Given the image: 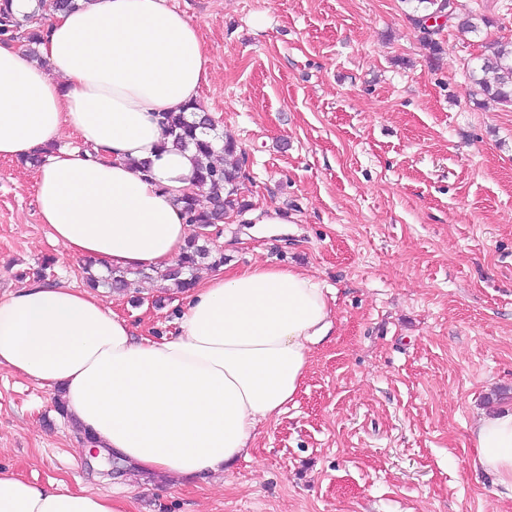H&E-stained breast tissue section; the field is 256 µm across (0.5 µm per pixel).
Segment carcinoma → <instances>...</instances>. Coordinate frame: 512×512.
I'll return each instance as SVG.
<instances>
[{
	"mask_svg": "<svg viewBox=\"0 0 512 512\" xmlns=\"http://www.w3.org/2000/svg\"><path fill=\"white\" fill-rule=\"evenodd\" d=\"M412 19L423 34V41L436 55L440 52V43L434 39L437 31L426 25L430 18L456 15L454 0H412ZM8 0H3L0 7V36L8 32L17 35L18 29H24L22 39L26 45L40 42L41 19L32 13L21 18L7 10ZM458 29L464 34L479 35L488 26L489 20L474 14L458 16ZM487 53L478 59V66L471 71L473 84L489 99L501 104L512 105V41L493 42L486 46ZM164 136L167 143L179 149L193 148L196 153L194 181L196 187L206 194V201L200 195L189 194L184 197V209L189 223L201 229L187 241L182 256L158 278L169 283L177 291L184 293L195 283L194 273L202 267H219L224 264V255L215 254L207 245L208 238L203 230L224 223V216L237 211L242 213L249 208L248 201L243 198L239 187L242 177L241 164L231 167H220L212 163L215 154L214 141L216 124L197 104H191L180 112L166 114ZM91 288L101 285L124 293L133 288L134 282L129 279V272L114 271L107 279H100L91 274L86 277Z\"/></svg>",
	"mask_w": 512,
	"mask_h": 512,
	"instance_id": "carcinoma-1",
	"label": "carcinoma"
}]
</instances>
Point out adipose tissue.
<instances>
[{"label": "adipose tissue", "mask_w": 512, "mask_h": 512, "mask_svg": "<svg viewBox=\"0 0 512 512\" xmlns=\"http://www.w3.org/2000/svg\"><path fill=\"white\" fill-rule=\"evenodd\" d=\"M40 61L0 40V159L41 155L39 221L100 271L166 270L190 226L194 155L163 147L164 113L197 102L211 58L170 0H86L44 20ZM78 147L50 152L63 136ZM149 164L148 171L137 162ZM329 292L306 272L217 271L187 292L176 335H140L91 291L34 279L0 299V368L62 393L101 456L135 473L218 477L300 390L327 336ZM475 470L512 499V399L472 429ZM0 512H128L0 469Z\"/></svg>", "instance_id": "obj_1"}]
</instances>
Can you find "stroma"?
I'll return each mask as SVG.
<instances>
[{
  "mask_svg": "<svg viewBox=\"0 0 512 512\" xmlns=\"http://www.w3.org/2000/svg\"><path fill=\"white\" fill-rule=\"evenodd\" d=\"M431 54L407 0H171L212 57L199 103L241 150L252 211L210 248L238 269L310 273L335 325L277 421L220 479L112 475L54 392L0 370V468L62 491L126 498L129 512H512L472 468L471 428L512 398V106L469 74L512 41V0H455ZM35 169L0 159V297L44 259L85 287V262L52 243ZM103 300L147 336L176 330L183 294L139 278Z\"/></svg>",
  "mask_w": 512,
  "mask_h": 512,
  "instance_id": "stroma-1",
  "label": "stroma"
}]
</instances>
